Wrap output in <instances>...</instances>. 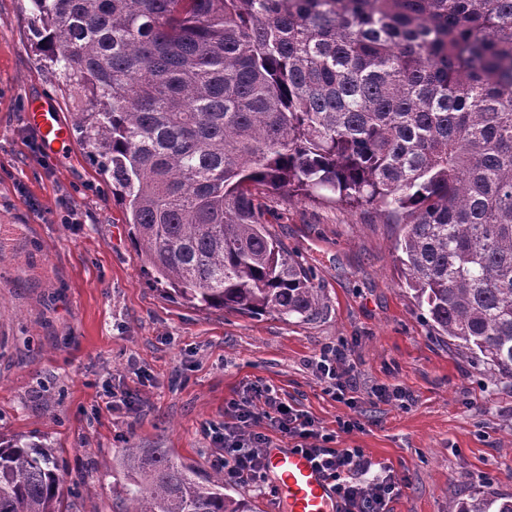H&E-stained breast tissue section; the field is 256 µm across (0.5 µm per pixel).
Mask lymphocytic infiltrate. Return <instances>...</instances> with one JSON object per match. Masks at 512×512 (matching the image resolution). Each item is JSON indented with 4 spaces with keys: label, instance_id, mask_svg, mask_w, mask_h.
Segmentation results:
<instances>
[{
    "label": "lymphocytic infiltrate",
    "instance_id": "lymphocytic-infiltrate-1",
    "mask_svg": "<svg viewBox=\"0 0 512 512\" xmlns=\"http://www.w3.org/2000/svg\"><path fill=\"white\" fill-rule=\"evenodd\" d=\"M326 391L344 399L354 389V373L342 349L324 352L317 364ZM265 409L256 413L244 405L230 406L224 427L213 440L219 447L225 480L257 489L268 486V466L263 454L270 447L268 435L256 429L260 419H269L274 429L291 438L296 449L321 466L333 482L345 512H387L389 501L399 492L401 481L393 471L371 475L372 463L360 448H336V434L315 426L301 410L287 408L276 391L265 387L256 392Z\"/></svg>",
    "mask_w": 512,
    "mask_h": 512
}]
</instances>
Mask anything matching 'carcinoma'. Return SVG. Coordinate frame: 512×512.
Returning <instances> with one entry per match:
<instances>
[{
	"label": "carcinoma",
	"mask_w": 512,
	"mask_h": 512,
	"mask_svg": "<svg viewBox=\"0 0 512 512\" xmlns=\"http://www.w3.org/2000/svg\"><path fill=\"white\" fill-rule=\"evenodd\" d=\"M26 2L84 92L71 128L174 298L318 316L264 199L326 191L402 225L395 249L438 334L512 378V0ZM109 468L120 512H247L224 472L167 448L127 443ZM66 480L48 444L0 439V512H70Z\"/></svg>",
	"instance_id": "obj_1"
}]
</instances>
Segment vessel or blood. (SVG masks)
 <instances>
[{
  "instance_id": "vessel-or-blood-1",
  "label": "vessel or blood",
  "mask_w": 512,
  "mask_h": 512,
  "mask_svg": "<svg viewBox=\"0 0 512 512\" xmlns=\"http://www.w3.org/2000/svg\"><path fill=\"white\" fill-rule=\"evenodd\" d=\"M28 120L39 132L46 149L67 143L69 129L49 104L27 105ZM269 469L276 477L278 500L284 512H340L342 503L331 480L315 462L291 448L266 451Z\"/></svg>"
}]
</instances>
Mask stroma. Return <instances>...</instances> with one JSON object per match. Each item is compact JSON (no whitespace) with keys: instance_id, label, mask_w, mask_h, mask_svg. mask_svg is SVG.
<instances>
[{"instance_id":"stroma-1","label":"stroma","mask_w":512,"mask_h":512,"mask_svg":"<svg viewBox=\"0 0 512 512\" xmlns=\"http://www.w3.org/2000/svg\"><path fill=\"white\" fill-rule=\"evenodd\" d=\"M62 122L84 95L36 45L24 0H0V435L44 437L69 473L74 512H119L105 469L125 443L220 469L210 436L224 411L269 386L403 479L390 512H450L473 495L512 497V380L434 333L396 259L399 229L318 197H267L270 228L324 296L309 321L198 310L149 282L111 186L77 140L47 151L26 102ZM343 348L353 402L324 389L321 352ZM141 367L143 377L131 373ZM138 407L106 409L109 388ZM406 391L407 405L374 389Z\"/></svg>"}]
</instances>
